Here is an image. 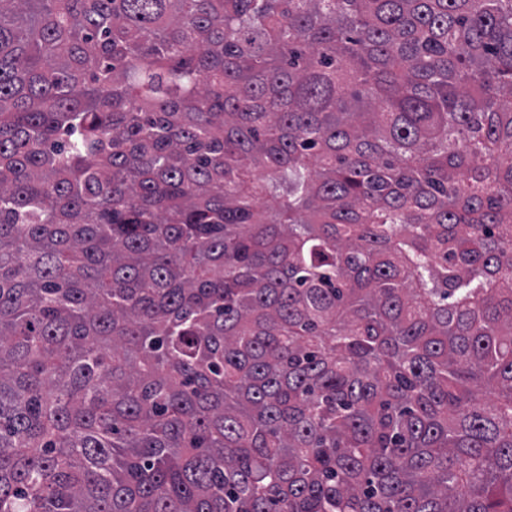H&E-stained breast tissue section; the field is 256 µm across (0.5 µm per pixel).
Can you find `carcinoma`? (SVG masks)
I'll list each match as a JSON object with an SVG mask.
<instances>
[{
	"label": "carcinoma",
	"instance_id": "carcinoma-1",
	"mask_svg": "<svg viewBox=\"0 0 512 512\" xmlns=\"http://www.w3.org/2000/svg\"><path fill=\"white\" fill-rule=\"evenodd\" d=\"M0 512H512V0H0Z\"/></svg>",
	"mask_w": 512,
	"mask_h": 512
}]
</instances>
